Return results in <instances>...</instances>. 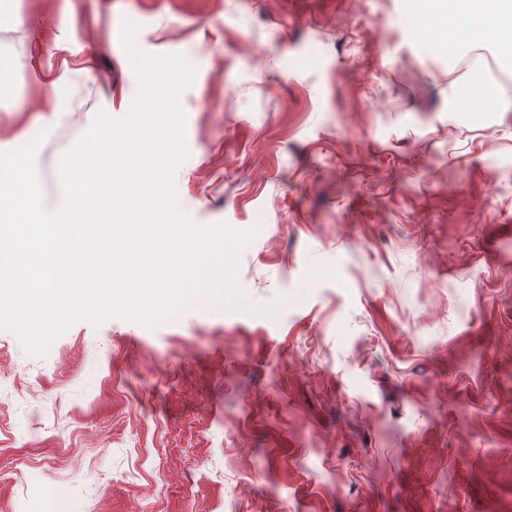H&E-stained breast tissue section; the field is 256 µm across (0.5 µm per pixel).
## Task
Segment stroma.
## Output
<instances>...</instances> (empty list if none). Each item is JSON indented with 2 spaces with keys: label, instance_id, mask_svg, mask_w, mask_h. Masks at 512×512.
I'll return each instance as SVG.
<instances>
[{
  "label": "stroma",
  "instance_id": "obj_1",
  "mask_svg": "<svg viewBox=\"0 0 512 512\" xmlns=\"http://www.w3.org/2000/svg\"><path fill=\"white\" fill-rule=\"evenodd\" d=\"M411 2L0 0L1 143L74 73L36 153L48 198L138 93L124 21L194 67L179 207L254 231L256 306L80 320L43 356L0 329V512H512V89L448 107L463 59H512L425 53Z\"/></svg>",
  "mask_w": 512,
  "mask_h": 512
}]
</instances>
